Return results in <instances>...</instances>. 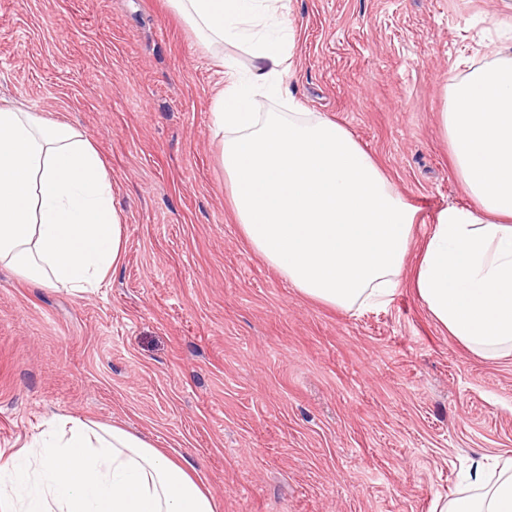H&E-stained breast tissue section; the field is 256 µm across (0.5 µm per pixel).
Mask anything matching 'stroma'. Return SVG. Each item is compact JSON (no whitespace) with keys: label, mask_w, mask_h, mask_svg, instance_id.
Listing matches in <instances>:
<instances>
[{"label":"stroma","mask_w":512,"mask_h":512,"mask_svg":"<svg viewBox=\"0 0 512 512\" xmlns=\"http://www.w3.org/2000/svg\"><path fill=\"white\" fill-rule=\"evenodd\" d=\"M289 90L343 125L417 210L391 302L313 301L243 237L212 129L223 61L167 0H0V104L75 125L112 178L127 248L94 292L0 267V449L75 417L148 438L217 512H432L512 458V354L433 320L412 278L470 199L441 114L512 0H291Z\"/></svg>","instance_id":"stroma-1"}]
</instances>
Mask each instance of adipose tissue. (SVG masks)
Instances as JSON below:
<instances>
[{
  "label": "adipose tissue",
  "instance_id": "adipose-tissue-1",
  "mask_svg": "<svg viewBox=\"0 0 512 512\" xmlns=\"http://www.w3.org/2000/svg\"><path fill=\"white\" fill-rule=\"evenodd\" d=\"M203 40L238 45L213 126L241 232L310 299L346 311L387 305L401 285L415 213L342 125L306 112H261L289 99L296 34L288 0H170ZM475 70L441 115L471 200L442 210L413 286L436 322L480 353L512 350V45ZM127 239L112 179L72 124L0 106V266L82 295L120 266ZM433 512H512V460L496 480ZM0 512H216L188 468L119 426L67 417L0 451Z\"/></svg>",
  "mask_w": 512,
  "mask_h": 512
}]
</instances>
